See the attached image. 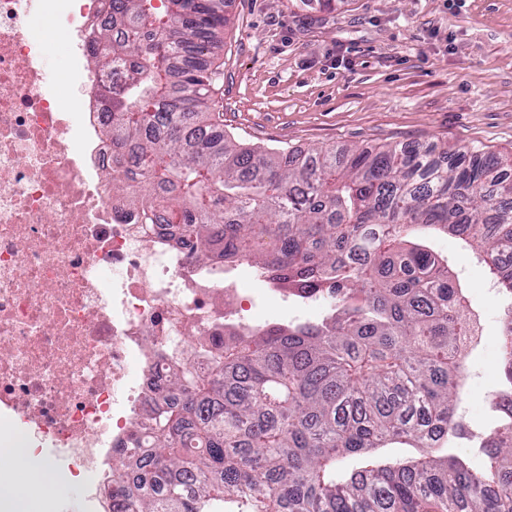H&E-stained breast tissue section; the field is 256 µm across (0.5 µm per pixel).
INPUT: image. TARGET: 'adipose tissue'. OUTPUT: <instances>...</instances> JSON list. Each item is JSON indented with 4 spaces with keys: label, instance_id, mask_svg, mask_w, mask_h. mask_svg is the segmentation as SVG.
Returning <instances> with one entry per match:
<instances>
[{
    "label": "adipose tissue",
    "instance_id": "1",
    "mask_svg": "<svg viewBox=\"0 0 512 512\" xmlns=\"http://www.w3.org/2000/svg\"><path fill=\"white\" fill-rule=\"evenodd\" d=\"M0 464L14 475L12 482L0 484V502L10 512H50L47 491L62 482V475L49 470L20 440L0 447Z\"/></svg>",
    "mask_w": 512,
    "mask_h": 512
}]
</instances>
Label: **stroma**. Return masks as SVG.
Instances as JSON below:
<instances>
[{
  "mask_svg": "<svg viewBox=\"0 0 512 512\" xmlns=\"http://www.w3.org/2000/svg\"><path fill=\"white\" fill-rule=\"evenodd\" d=\"M213 97L236 140L278 150L437 143L512 156V0H227ZM434 249L480 316L460 412L473 437L495 420L501 296L457 238Z\"/></svg>",
  "mask_w": 512,
  "mask_h": 512,
  "instance_id": "35a3bbf8",
  "label": "stroma"
}]
</instances>
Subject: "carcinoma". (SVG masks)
<instances>
[{"label": "carcinoma", "instance_id": "carcinoma-1", "mask_svg": "<svg viewBox=\"0 0 512 512\" xmlns=\"http://www.w3.org/2000/svg\"><path fill=\"white\" fill-rule=\"evenodd\" d=\"M112 0L90 62L112 157H130L149 224H183L207 259L329 298L317 322L273 323L204 371L165 382L122 450L127 512H512V308L505 388L481 466L454 451L471 348L467 291L431 246L449 233L512 299V178L479 149L434 143L293 153L234 141L211 86L225 0ZM393 444L418 448L392 459ZM355 456L340 473V459Z\"/></svg>", "mask_w": 512, "mask_h": 512}]
</instances>
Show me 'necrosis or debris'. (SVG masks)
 I'll use <instances>...</instances> for the list:
<instances>
[{"label":"necrosis or debris","instance_id":"necrosis-or-debris-1","mask_svg":"<svg viewBox=\"0 0 512 512\" xmlns=\"http://www.w3.org/2000/svg\"><path fill=\"white\" fill-rule=\"evenodd\" d=\"M111 0H0V418L112 512L103 466L162 379L254 332L250 262H202L166 224H142L113 189L112 138L89 62ZM69 36L66 83L33 19ZM139 373H132V365Z\"/></svg>","mask_w":512,"mask_h":512}]
</instances>
